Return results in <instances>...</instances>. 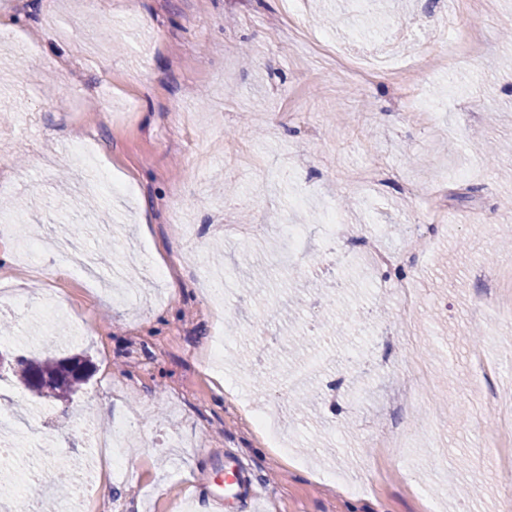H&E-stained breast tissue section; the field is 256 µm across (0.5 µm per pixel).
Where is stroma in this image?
Wrapping results in <instances>:
<instances>
[{
	"instance_id": "obj_1",
	"label": "stroma",
	"mask_w": 512,
	"mask_h": 512,
	"mask_svg": "<svg viewBox=\"0 0 512 512\" xmlns=\"http://www.w3.org/2000/svg\"><path fill=\"white\" fill-rule=\"evenodd\" d=\"M323 9L336 24L320 21ZM445 15L441 2L397 0L366 33L356 0H306V24L337 45L413 60L415 81L360 82L288 27L282 0H100L92 11L0 0L9 249L92 222L117 228L107 253L85 235L101 260L94 280L58 257L35 273L0 267L7 299L24 303L0 315L10 349L27 354L39 339L94 366L65 408L0 374V406L46 425L31 455L50 442L74 465L70 481L29 495V512H57L80 482L123 512H176L223 483L228 454L264 487V512H423L427 499L436 512H500L503 478L476 459L468 417L494 424L487 390L472 386L474 346L499 362L490 388L512 383V319L474 313L491 298L486 258L504 259L512 235V147L490 160L479 150L512 144V0H465L452 29ZM76 138L134 193H75ZM175 209L190 238L171 232ZM437 210L446 220L414 264L374 265L359 245L399 251ZM273 218L303 227L295 264L279 261L278 234L234 231ZM210 266L228 273L215 316ZM403 278L416 289L408 311ZM292 332L307 349L270 371ZM420 356L432 367L427 402L403 389ZM311 361L316 400L300 410L288 377ZM238 397L268 408L287 457L251 429ZM120 418L133 468L115 480L104 465ZM403 431L412 440L394 457L371 445Z\"/></svg>"
}]
</instances>
